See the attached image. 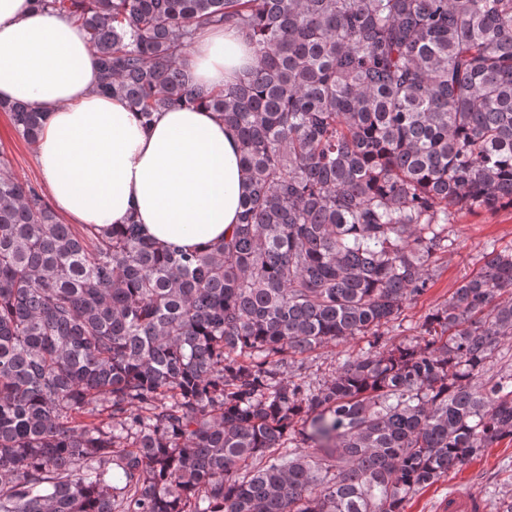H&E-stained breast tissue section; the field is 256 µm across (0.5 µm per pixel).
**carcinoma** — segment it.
<instances>
[{"instance_id":"obj_1","label":"carcinoma","mask_w":512,"mask_h":512,"mask_svg":"<svg viewBox=\"0 0 512 512\" xmlns=\"http://www.w3.org/2000/svg\"><path fill=\"white\" fill-rule=\"evenodd\" d=\"M81 33L142 124L238 136L240 223L202 251L76 230L0 155V512H406L512 439V246L484 249L419 342L462 212L512 208V0H30ZM255 61L193 83L199 32ZM38 142L43 114L1 102ZM368 348L311 386L285 365Z\"/></svg>"}]
</instances>
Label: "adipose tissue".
Segmentation results:
<instances>
[{
    "label": "adipose tissue",
    "instance_id": "1",
    "mask_svg": "<svg viewBox=\"0 0 512 512\" xmlns=\"http://www.w3.org/2000/svg\"><path fill=\"white\" fill-rule=\"evenodd\" d=\"M254 60L245 34L211 30L188 68L203 87L235 82ZM90 50L65 18L0 0V99L38 108L37 162L55 205L79 224L135 219L162 245L203 249L239 218L249 178L237 139L213 112L169 109L150 128L118 97L95 94Z\"/></svg>",
    "mask_w": 512,
    "mask_h": 512
}]
</instances>
